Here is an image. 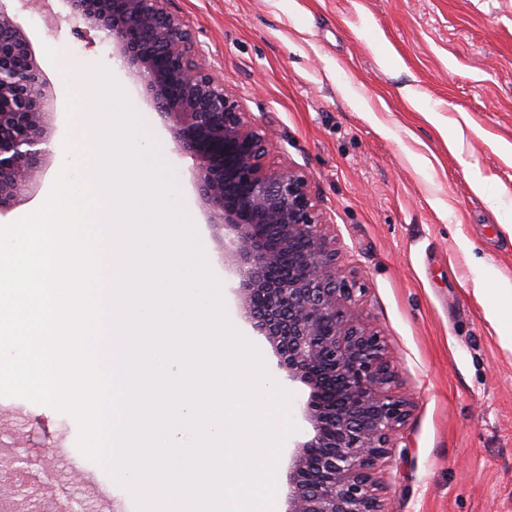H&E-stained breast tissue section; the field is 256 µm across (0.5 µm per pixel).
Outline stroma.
<instances>
[{
	"label": "stroma",
	"mask_w": 512,
	"mask_h": 512,
	"mask_svg": "<svg viewBox=\"0 0 512 512\" xmlns=\"http://www.w3.org/2000/svg\"><path fill=\"white\" fill-rule=\"evenodd\" d=\"M33 49L53 40L81 66H104L140 112L164 173L176 179L230 323L286 393L295 431L309 389L284 379L271 346L245 325L222 247L192 180L193 161L101 31L7 0ZM213 71L272 135L270 157L307 173L357 291L353 309L384 339L390 389L412 404L381 470L384 512H512V0H169ZM60 171L48 153L31 194L0 209L6 225L37 209ZM482 182L475 192L473 182ZM30 470L67 482L104 512L87 479L123 512L139 500L77 447L75 419L0 397V430Z\"/></svg>",
	"instance_id": "1"
}]
</instances>
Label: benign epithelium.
<instances>
[{
  "label": "benign epithelium",
  "instance_id": "1",
  "mask_svg": "<svg viewBox=\"0 0 512 512\" xmlns=\"http://www.w3.org/2000/svg\"><path fill=\"white\" fill-rule=\"evenodd\" d=\"M66 2L118 47L177 151L195 161L198 198L224 230L240 318L270 344L285 379L309 388L310 430L288 450L286 512H382L378 473L409 402L386 391L393 371L381 336L352 310L355 288L309 177L269 162L268 131L210 70L168 0ZM55 114L30 42L0 0V210L32 189Z\"/></svg>",
  "mask_w": 512,
  "mask_h": 512
}]
</instances>
